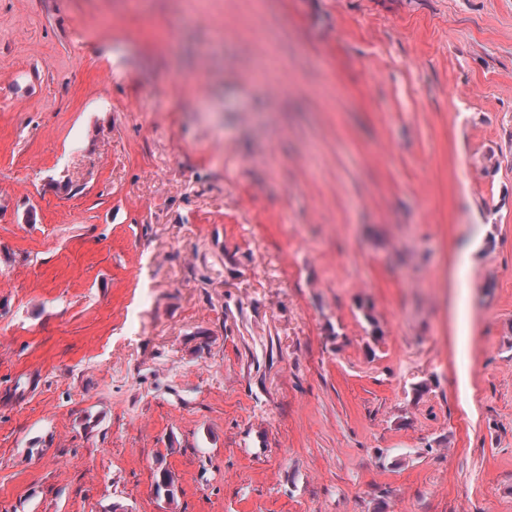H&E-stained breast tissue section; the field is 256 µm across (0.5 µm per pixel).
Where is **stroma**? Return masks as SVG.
<instances>
[{"label": "stroma", "instance_id": "35a3bbf8", "mask_svg": "<svg viewBox=\"0 0 512 512\" xmlns=\"http://www.w3.org/2000/svg\"><path fill=\"white\" fill-rule=\"evenodd\" d=\"M0 512H512V0H0Z\"/></svg>", "mask_w": 512, "mask_h": 512}]
</instances>
